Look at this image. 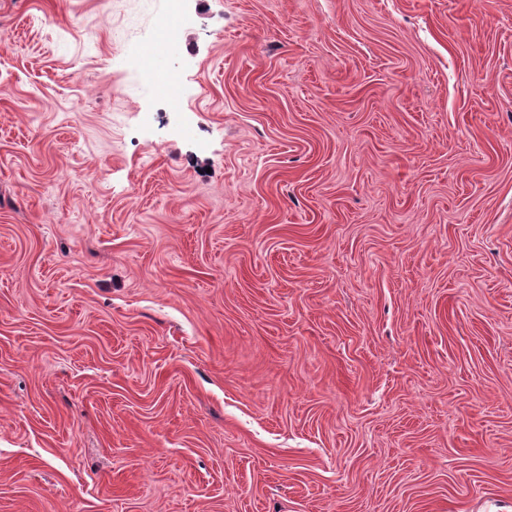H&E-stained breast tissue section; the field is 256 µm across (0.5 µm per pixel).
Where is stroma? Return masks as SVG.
Masks as SVG:
<instances>
[{
  "label": "stroma",
  "mask_w": 512,
  "mask_h": 512,
  "mask_svg": "<svg viewBox=\"0 0 512 512\" xmlns=\"http://www.w3.org/2000/svg\"><path fill=\"white\" fill-rule=\"evenodd\" d=\"M167 7L0 0V512H512V0Z\"/></svg>",
  "instance_id": "35a3bbf8"
}]
</instances>
